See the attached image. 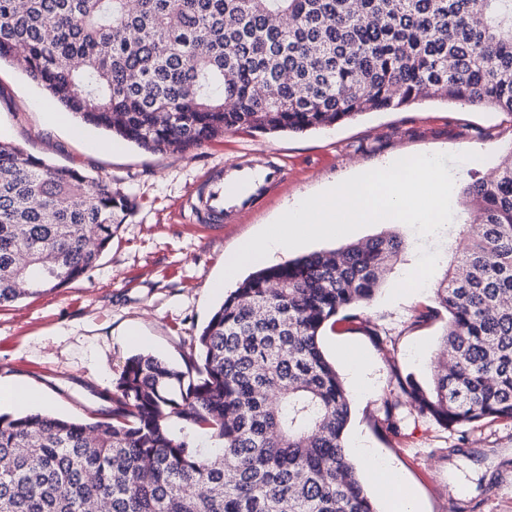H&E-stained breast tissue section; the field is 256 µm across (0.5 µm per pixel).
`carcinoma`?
Segmentation results:
<instances>
[{
    "instance_id": "carcinoma-1",
    "label": "carcinoma",
    "mask_w": 512,
    "mask_h": 512,
    "mask_svg": "<svg viewBox=\"0 0 512 512\" xmlns=\"http://www.w3.org/2000/svg\"><path fill=\"white\" fill-rule=\"evenodd\" d=\"M357 2L0 0V61L22 59L65 111L153 154L423 99L512 114V0ZM461 199L437 369L427 388L401 385L448 428L512 419V151ZM131 212L112 184L1 140L0 306L82 277ZM402 251L387 233L256 270L189 369L132 356L92 421L0 413V512H376L320 336L356 318Z\"/></svg>"
}]
</instances>
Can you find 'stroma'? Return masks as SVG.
Returning <instances> with one entry per match:
<instances>
[{"label":"stroma","instance_id":"stroma-1","mask_svg":"<svg viewBox=\"0 0 512 512\" xmlns=\"http://www.w3.org/2000/svg\"><path fill=\"white\" fill-rule=\"evenodd\" d=\"M0 139L53 165L111 182L134 212L96 266L80 280L0 309V376L41 390L40 409L84 418L112 391L127 359L152 353L187 369L195 336L225 295L210 289L223 260L274 222L294 198L317 192L355 170L423 153H471L448 163L455 187L493 176L512 150V115L435 100L372 112L304 134L268 135L241 129L185 152L153 154L63 115L48 91L18 69L0 65ZM283 166L287 179L254 209L229 224L196 221L186 202L199 179L233 161ZM420 237L397 225L399 260L353 323L326 328L321 345L345 376V361L364 358V379L345 376L351 403L346 441H356L394 467L418 512H512V420L452 429L420 413L400 380L428 385L444 317L419 321L435 308V290L405 287L408 268L438 259L443 279L459 247L466 213ZM401 418L399 435L385 433V404Z\"/></svg>","mask_w":512,"mask_h":512}]
</instances>
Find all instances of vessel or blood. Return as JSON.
Listing matches in <instances>:
<instances>
[{
    "label": "vessel or blood",
    "mask_w": 512,
    "mask_h": 512,
    "mask_svg": "<svg viewBox=\"0 0 512 512\" xmlns=\"http://www.w3.org/2000/svg\"><path fill=\"white\" fill-rule=\"evenodd\" d=\"M286 177V170L275 163L256 168L231 162L205 177L190 208L203 222L221 224L253 208Z\"/></svg>",
    "instance_id": "b4317fda"
}]
</instances>
